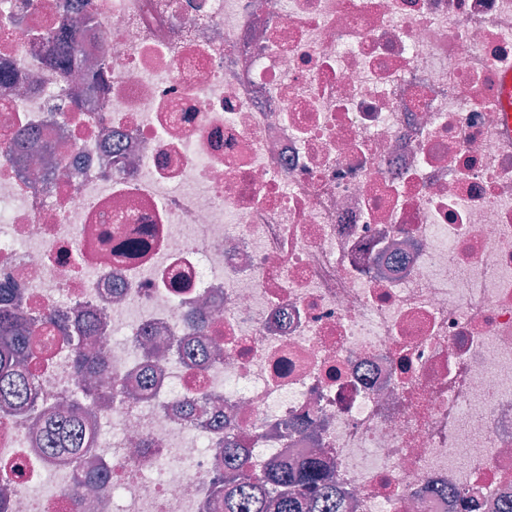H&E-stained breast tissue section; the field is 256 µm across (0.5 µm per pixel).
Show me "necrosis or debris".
<instances>
[{
  "label": "necrosis or debris",
  "mask_w": 512,
  "mask_h": 512,
  "mask_svg": "<svg viewBox=\"0 0 512 512\" xmlns=\"http://www.w3.org/2000/svg\"><path fill=\"white\" fill-rule=\"evenodd\" d=\"M13 2L0 285L106 314L120 383L81 512H206L224 450L183 414L201 396L252 469L322 449L346 512L512 500V0H91L73 111L46 56L71 0ZM30 134L51 190L13 150ZM197 311L220 358L172 351ZM29 370L40 406L74 405L68 346L33 341ZM31 423L0 419L12 512H71Z\"/></svg>",
  "instance_id": "4bbe7bcc"
}]
</instances>
